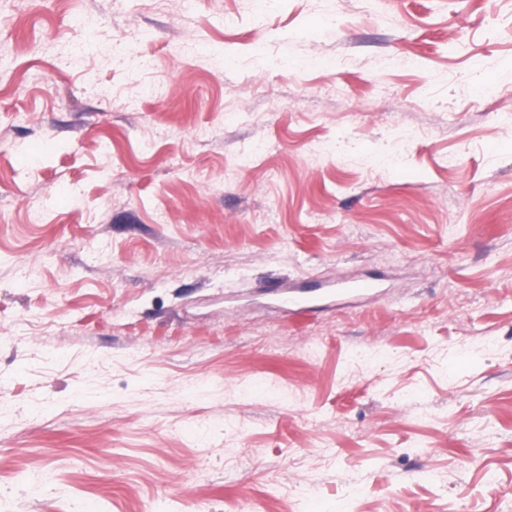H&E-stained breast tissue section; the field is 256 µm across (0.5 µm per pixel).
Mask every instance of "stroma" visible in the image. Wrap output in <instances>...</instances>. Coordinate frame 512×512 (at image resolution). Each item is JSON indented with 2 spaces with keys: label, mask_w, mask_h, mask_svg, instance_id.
Listing matches in <instances>:
<instances>
[{
  "label": "stroma",
  "mask_w": 512,
  "mask_h": 512,
  "mask_svg": "<svg viewBox=\"0 0 512 512\" xmlns=\"http://www.w3.org/2000/svg\"><path fill=\"white\" fill-rule=\"evenodd\" d=\"M253 4L0 0V512H512V0ZM251 24L256 32H263L266 18L282 7L283 0H255Z\"/></svg>",
  "instance_id": "stroma-1"
}]
</instances>
